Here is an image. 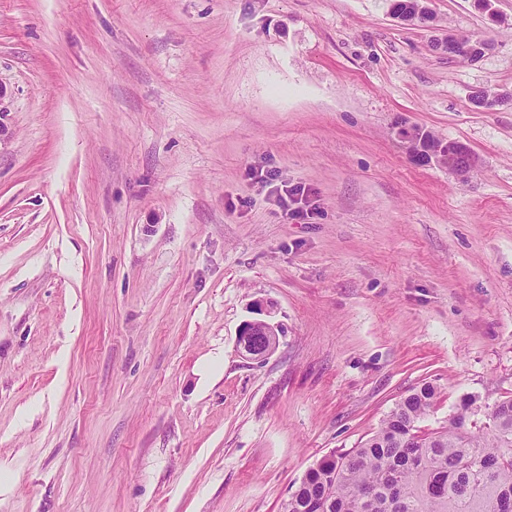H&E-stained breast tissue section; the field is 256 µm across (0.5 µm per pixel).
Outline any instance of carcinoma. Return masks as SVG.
<instances>
[{"label":"carcinoma","instance_id":"carcinoma-1","mask_svg":"<svg viewBox=\"0 0 512 512\" xmlns=\"http://www.w3.org/2000/svg\"><path fill=\"white\" fill-rule=\"evenodd\" d=\"M438 397L429 382L413 388L373 435L310 468L281 512H512V397L482 428L467 395L423 430Z\"/></svg>","mask_w":512,"mask_h":512}]
</instances>
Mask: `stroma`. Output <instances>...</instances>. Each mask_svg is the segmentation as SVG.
I'll return each mask as SVG.
<instances>
[{"label":"stroma","mask_w":512,"mask_h":512,"mask_svg":"<svg viewBox=\"0 0 512 512\" xmlns=\"http://www.w3.org/2000/svg\"><path fill=\"white\" fill-rule=\"evenodd\" d=\"M391 5L0 0V512H280L410 389L512 396V0ZM448 169L458 174H466L475 166V157L465 145L459 144L448 152ZM252 310L264 318L243 322L237 335V349L243 357L259 360L275 350L278 343V329L270 320L274 314L272 303L256 301Z\"/></svg>","instance_id":"obj_1"}]
</instances>
